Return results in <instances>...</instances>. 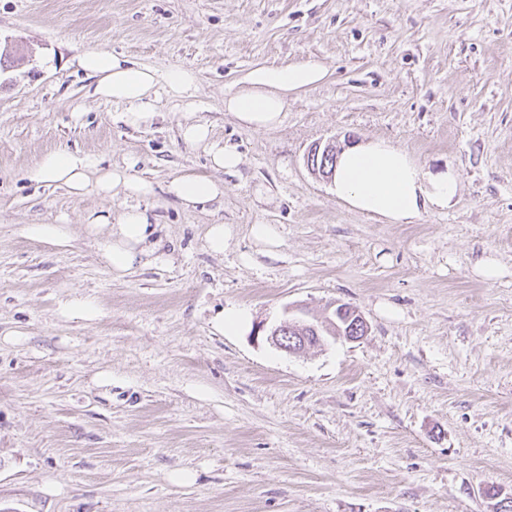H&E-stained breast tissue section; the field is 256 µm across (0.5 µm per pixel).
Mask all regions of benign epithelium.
I'll return each mask as SVG.
<instances>
[{
  "mask_svg": "<svg viewBox=\"0 0 512 512\" xmlns=\"http://www.w3.org/2000/svg\"><path fill=\"white\" fill-rule=\"evenodd\" d=\"M342 330L337 326L331 314L309 317V313L300 310L281 324L270 329L266 336L268 342L281 351L299 354L312 347L322 345L329 338H336Z\"/></svg>",
  "mask_w": 512,
  "mask_h": 512,
  "instance_id": "7a95c632",
  "label": "benign epithelium"
}]
</instances>
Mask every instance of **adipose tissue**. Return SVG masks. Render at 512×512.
<instances>
[{"label": "adipose tissue", "instance_id": "adipose-tissue-1", "mask_svg": "<svg viewBox=\"0 0 512 512\" xmlns=\"http://www.w3.org/2000/svg\"><path fill=\"white\" fill-rule=\"evenodd\" d=\"M77 65L95 78V91L101 98L123 105V120L134 128L155 121L160 96L186 103L196 87L192 71L162 75L105 50L81 53ZM327 75L326 68L311 59L285 66L258 65L238 79L236 92L225 95L224 109L239 126L270 130L281 124L290 94L316 86ZM180 135L187 143L205 145L215 170L232 173L242 162L236 147L212 137L208 124L183 123ZM136 165V159L130 157L123 164L106 167L96 154L56 150L46 153L30 174L33 181L56 185L80 198L121 195L132 199V206L124 208L118 218L93 213L84 226L87 236L96 242L101 260L117 278L157 252L155 228L147 210L137 205L138 200L153 196L155 187L136 175ZM329 186L336 199L353 210L388 224H411L425 211L448 209L459 194L460 181L450 170L430 173L404 149L373 138L339 153ZM165 190L183 208L195 209L222 198L224 183L187 174L171 179Z\"/></svg>", "mask_w": 512, "mask_h": 512}]
</instances>
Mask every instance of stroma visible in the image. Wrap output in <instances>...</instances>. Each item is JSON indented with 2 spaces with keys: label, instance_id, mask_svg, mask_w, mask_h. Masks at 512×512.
<instances>
[{
  "label": "stroma",
  "instance_id": "obj_1",
  "mask_svg": "<svg viewBox=\"0 0 512 512\" xmlns=\"http://www.w3.org/2000/svg\"><path fill=\"white\" fill-rule=\"evenodd\" d=\"M89 49L193 70L238 171L180 138V101L127 127ZM307 58L328 76L278 128L225 112L249 69ZM372 137L456 170V202L386 224L337 201L309 149ZM74 148L138 158L171 263L114 278L81 226L124 198L27 178ZM184 174L222 178L223 202L183 209L164 187ZM63 217L68 247L19 232ZM211 224L234 228L224 254ZM334 302L367 336L267 342ZM230 309L246 321L220 330ZM490 485L512 495V0H0V512H492ZM230 236V228L225 224L209 225L205 235L207 249L214 254H224V250L228 247Z\"/></svg>",
  "mask_w": 512,
  "mask_h": 512
}]
</instances>
